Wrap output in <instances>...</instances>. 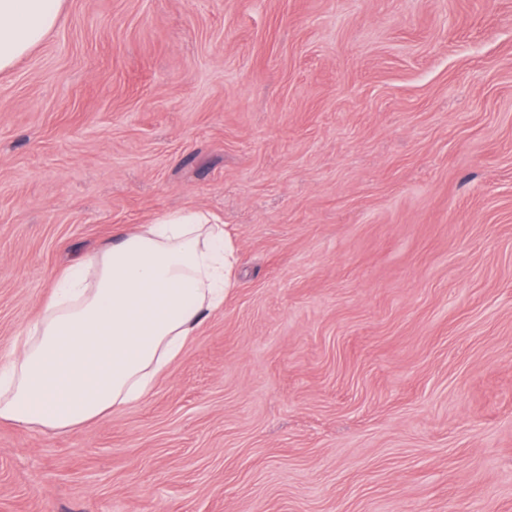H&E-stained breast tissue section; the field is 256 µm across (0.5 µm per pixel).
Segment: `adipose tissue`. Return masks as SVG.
<instances>
[{"instance_id":"1","label":"adipose tissue","mask_w":512,"mask_h":512,"mask_svg":"<svg viewBox=\"0 0 512 512\" xmlns=\"http://www.w3.org/2000/svg\"><path fill=\"white\" fill-rule=\"evenodd\" d=\"M63 3L0 0L1 72L51 33ZM234 254L217 215L180 209L83 255L21 329L18 351L0 361V420L67 432L145 396L223 307Z\"/></svg>"}]
</instances>
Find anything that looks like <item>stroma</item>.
<instances>
[{
  "label": "stroma",
  "mask_w": 512,
  "mask_h": 512,
  "mask_svg": "<svg viewBox=\"0 0 512 512\" xmlns=\"http://www.w3.org/2000/svg\"><path fill=\"white\" fill-rule=\"evenodd\" d=\"M175 208L223 307L108 419L0 422V512H512V0H66L0 72V359Z\"/></svg>",
  "instance_id": "35a3bbf8"
}]
</instances>
